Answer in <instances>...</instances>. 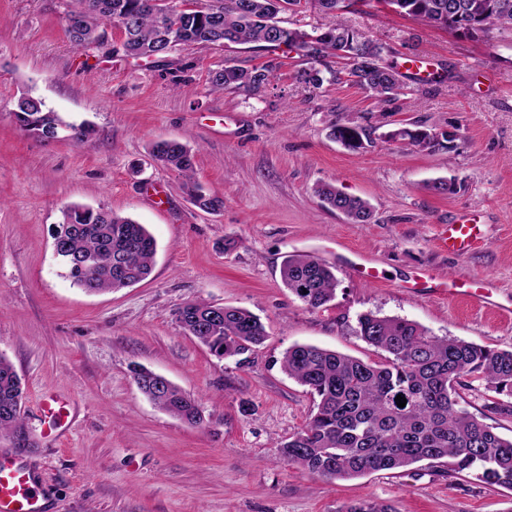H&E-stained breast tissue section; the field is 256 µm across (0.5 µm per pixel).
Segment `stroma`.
Masks as SVG:
<instances>
[{
	"label": "stroma",
	"instance_id": "35a3bbf8",
	"mask_svg": "<svg viewBox=\"0 0 512 512\" xmlns=\"http://www.w3.org/2000/svg\"><path fill=\"white\" fill-rule=\"evenodd\" d=\"M74 0H0V356L25 389L20 428L0 451L38 477L46 512H342L359 500L394 512H512V491L444 476L420 462L403 470L326 481L279 458L309 420L314 399L281 369L283 353L312 344L368 362L383 352L355 333L360 313L415 321L431 335L512 350V31L476 39L372 6L346 23L385 43L408 89L387 111L342 82H296L293 52L248 45L181 47L161 61L80 54L65 35ZM196 67L182 72L184 61ZM275 63L259 91H212L207 72ZM441 82L427 84L428 73ZM31 91L83 142L41 140L12 110ZM366 129L351 151L332 123ZM421 123L453 132L452 148L421 151L387 141ZM194 149V177L224 199L207 213L177 171L154 162L159 140ZM452 181L445 195L431 182ZM319 183L368 201V224L349 223L314 195ZM70 204L105 207L144 224L157 243L149 278L114 292L73 285L53 235ZM471 216L481 237L463 257L442 249L443 226ZM235 248L225 250V240ZM372 258L385 281L355 278L345 258ZM332 266L336 298L309 310L281 282L284 259ZM490 279L500 302L478 309L405 285L415 271ZM242 307L269 333L248 363L215 356L175 320L185 302ZM142 365L198 398L199 425L160 410L131 372ZM460 408L512 436V397L468 378ZM67 403L59 440L38 411L41 395Z\"/></svg>",
	"mask_w": 512,
	"mask_h": 512
}]
</instances>
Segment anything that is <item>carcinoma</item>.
<instances>
[{"instance_id": "obj_1", "label": "carcinoma", "mask_w": 512, "mask_h": 512, "mask_svg": "<svg viewBox=\"0 0 512 512\" xmlns=\"http://www.w3.org/2000/svg\"><path fill=\"white\" fill-rule=\"evenodd\" d=\"M81 10L66 15L65 32L79 51L106 49L126 57H163L181 45L228 46L258 43L267 50L286 48L305 58L309 67L294 78L319 89L324 83L346 79L364 89L381 107L402 94L398 65L388 60L383 43L346 25L343 14L351 0H317L334 21L307 32L282 25L279 15L301 13L309 0H207L185 9L187 0H79ZM501 0H376L394 12L426 25L471 38L492 29H512L509 8ZM488 27L478 28L481 17ZM118 30L108 41L104 26ZM334 58L337 69L328 65ZM273 71L268 64L252 70L230 65L211 69L212 90L257 91ZM13 115L29 135L52 139L72 131L82 140L85 125L65 122L38 96L26 92L15 103ZM331 135L351 150L365 148L363 128L333 124ZM387 139L419 150L437 147L430 130L414 123L391 131ZM150 155L184 178L191 202L205 212L224 207V200L205 192L194 179V153L186 143L161 140ZM314 194L342 213L352 224H368L369 204L332 184L314 187ZM55 235L72 256L65 265L74 285L89 292L128 288L152 271L156 243L144 225L108 209L73 204L63 210ZM284 286L307 308L326 307L336 296L332 267L306 254L286 258L281 269ZM176 320L185 333L220 358L247 361L268 338L260 317L244 308L216 306L205 300L184 303ZM356 333L368 345L384 352L380 362L358 358L314 345L297 344L284 353L282 369L288 377L317 397L306 425L280 444L281 459L323 480H348L366 474L406 468L422 461L436 463L450 477L474 474L481 481L512 490V438L458 407L457 386L462 379L485 380L499 395L512 397V350H495L459 339L438 338L416 322L365 312L358 316ZM141 392L155 405L190 425L202 421L198 400L164 377L141 366L133 367ZM21 378L0 356V433L15 430L23 403ZM406 398L398 407L396 396ZM344 512H393L385 504L360 501Z\"/></svg>"}]
</instances>
